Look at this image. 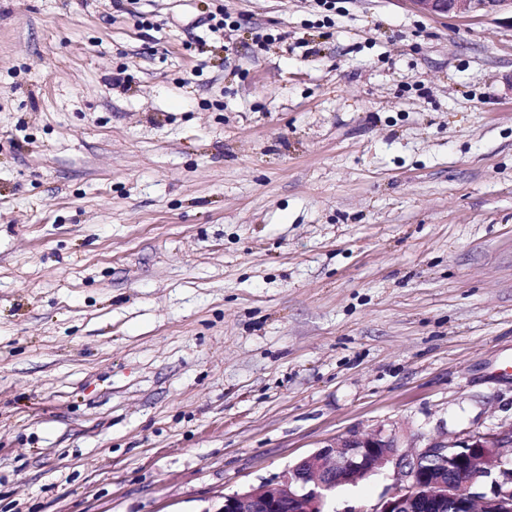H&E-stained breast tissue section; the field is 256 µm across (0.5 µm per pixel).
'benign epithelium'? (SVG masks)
<instances>
[{"label": "benign epithelium", "instance_id": "obj_1", "mask_svg": "<svg viewBox=\"0 0 512 512\" xmlns=\"http://www.w3.org/2000/svg\"><path fill=\"white\" fill-rule=\"evenodd\" d=\"M512 0H413L425 14H468ZM512 447V424L463 440H429L402 452L393 435L378 429L325 443L276 481L224 495L220 512H325L336 488L353 485L392 465L396 482L369 512H512V468L494 469L493 452Z\"/></svg>", "mask_w": 512, "mask_h": 512}]
</instances>
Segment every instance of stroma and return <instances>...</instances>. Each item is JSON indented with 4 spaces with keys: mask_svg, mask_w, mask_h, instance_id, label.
I'll return each instance as SVG.
<instances>
[{
    "mask_svg": "<svg viewBox=\"0 0 512 512\" xmlns=\"http://www.w3.org/2000/svg\"><path fill=\"white\" fill-rule=\"evenodd\" d=\"M509 424L506 0H0V512H219L352 431ZM419 11L425 14H468L476 8L504 3L505 0H412Z\"/></svg>",
    "mask_w": 512,
    "mask_h": 512,
    "instance_id": "35a3bbf8",
    "label": "stroma"
}]
</instances>
